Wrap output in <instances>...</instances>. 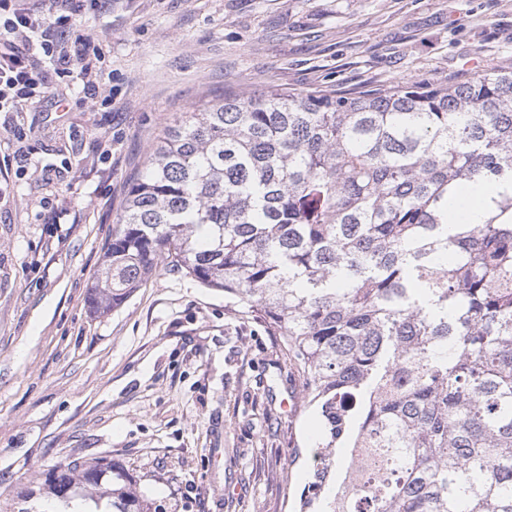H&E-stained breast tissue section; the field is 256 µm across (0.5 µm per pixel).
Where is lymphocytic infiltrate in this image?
<instances>
[{
    "label": "lymphocytic infiltrate",
    "instance_id": "obj_1",
    "mask_svg": "<svg viewBox=\"0 0 512 512\" xmlns=\"http://www.w3.org/2000/svg\"><path fill=\"white\" fill-rule=\"evenodd\" d=\"M67 8L57 12L51 22H43L34 10L20 0H0V113L20 112L40 104L49 94L50 82L65 83L80 75L83 90L100 97V105L111 109V96H99V44L92 36L79 37L77 50H70L63 38L74 16L97 9L101 0H68ZM57 58L64 65L55 69L54 80H47L38 67L39 57Z\"/></svg>",
    "mask_w": 512,
    "mask_h": 512
}]
</instances>
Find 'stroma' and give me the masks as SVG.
Here are the masks:
<instances>
[{
  "instance_id": "stroma-1",
  "label": "stroma",
  "mask_w": 512,
  "mask_h": 512,
  "mask_svg": "<svg viewBox=\"0 0 512 512\" xmlns=\"http://www.w3.org/2000/svg\"><path fill=\"white\" fill-rule=\"evenodd\" d=\"M73 31L100 42L111 111L76 78L52 88L65 110L13 113L30 130L24 177L0 140V505L55 465L108 457L159 512H298L321 418L279 337L164 266L93 311L128 189L164 128L232 92L445 83L512 64V0H107Z\"/></svg>"
}]
</instances>
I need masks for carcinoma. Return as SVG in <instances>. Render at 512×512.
Returning <instances> with one entry per match:
<instances>
[{
    "label": "carcinoma",
    "mask_w": 512,
    "mask_h": 512,
    "mask_svg": "<svg viewBox=\"0 0 512 512\" xmlns=\"http://www.w3.org/2000/svg\"><path fill=\"white\" fill-rule=\"evenodd\" d=\"M505 184L474 223L472 186ZM247 307L320 407V473L356 416L346 486L300 512H512V68L360 90L268 85L169 127L93 286L120 307L160 265ZM151 512L124 468L55 466L48 493Z\"/></svg>",
    "instance_id": "1"
}]
</instances>
